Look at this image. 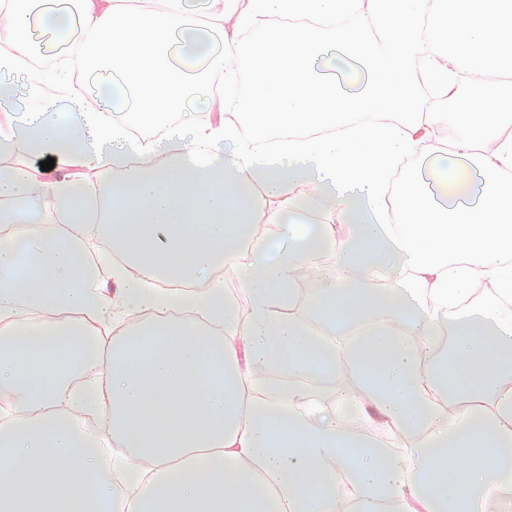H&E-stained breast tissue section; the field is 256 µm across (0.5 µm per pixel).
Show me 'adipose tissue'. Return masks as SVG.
I'll return each instance as SVG.
<instances>
[{"mask_svg": "<svg viewBox=\"0 0 512 512\" xmlns=\"http://www.w3.org/2000/svg\"><path fill=\"white\" fill-rule=\"evenodd\" d=\"M189 9L80 0L75 26L0 4V512H512V317L477 304L493 286L512 305V0H207L220 48ZM271 27L272 48L243 51L241 31ZM35 29L77 40L103 79L68 119L56 81L28 68ZM340 55L363 66L342 88L320 76ZM463 70L501 88L458 113L479 136L451 160L423 90L448 96ZM28 79L42 106L21 114ZM192 98L211 121L170 126L166 146L132 139ZM44 156L67 176L41 179ZM121 167L104 189L98 173ZM32 199L39 221L21 223L14 204ZM303 211L316 233L289 223ZM99 212L117 310L87 261ZM328 255L310 304L363 336L320 342L276 312ZM392 271V286L353 285ZM115 315L105 363L97 326ZM340 360L355 378L335 411L250 394L266 369L297 381ZM369 403L388 436L348 416ZM89 415L96 432H79Z\"/></svg>", "mask_w": 512, "mask_h": 512, "instance_id": "adipose-tissue-1", "label": "adipose tissue"}]
</instances>
